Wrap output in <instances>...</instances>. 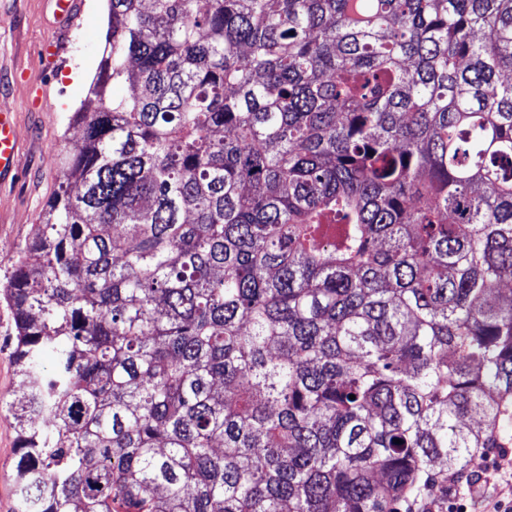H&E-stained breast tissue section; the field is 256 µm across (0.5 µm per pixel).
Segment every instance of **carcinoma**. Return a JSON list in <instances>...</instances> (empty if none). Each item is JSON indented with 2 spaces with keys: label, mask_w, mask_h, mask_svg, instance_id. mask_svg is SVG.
I'll return each mask as SVG.
<instances>
[{
  "label": "carcinoma",
  "mask_w": 512,
  "mask_h": 512,
  "mask_svg": "<svg viewBox=\"0 0 512 512\" xmlns=\"http://www.w3.org/2000/svg\"><path fill=\"white\" fill-rule=\"evenodd\" d=\"M71 122L19 512H402L512 447V0H109Z\"/></svg>",
  "instance_id": "carcinoma-1"
}]
</instances>
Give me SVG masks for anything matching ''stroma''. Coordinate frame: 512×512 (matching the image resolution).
Segmentation results:
<instances>
[{
  "label": "stroma",
  "instance_id": "35a3bbf8",
  "mask_svg": "<svg viewBox=\"0 0 512 512\" xmlns=\"http://www.w3.org/2000/svg\"><path fill=\"white\" fill-rule=\"evenodd\" d=\"M83 9L49 63L44 44L54 34L50 0H0V103L14 112L20 138L18 171L0 181V287L6 285L20 250L33 233L37 217L58 185L57 159L74 148L78 134L69 118L85 98L105 45L106 0H83ZM42 89L52 111H34L30 93ZM15 325L0 298V397L17 390ZM15 421L0 407V512H17L19 497L12 480L16 456Z\"/></svg>",
  "mask_w": 512,
  "mask_h": 512
}]
</instances>
